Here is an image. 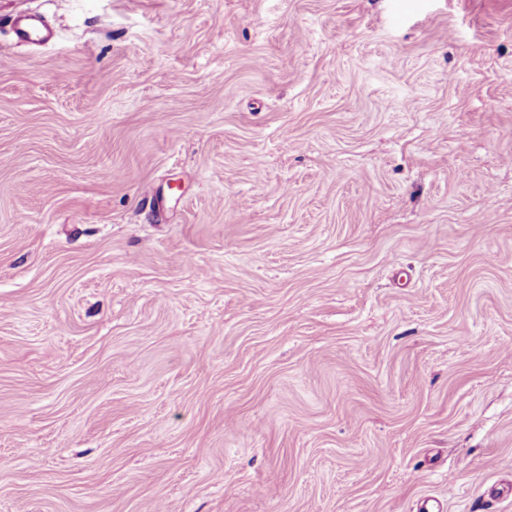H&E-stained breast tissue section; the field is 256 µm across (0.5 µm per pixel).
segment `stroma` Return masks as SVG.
<instances>
[{
  "instance_id": "35a3bbf8",
  "label": "stroma",
  "mask_w": 512,
  "mask_h": 512,
  "mask_svg": "<svg viewBox=\"0 0 512 512\" xmlns=\"http://www.w3.org/2000/svg\"><path fill=\"white\" fill-rule=\"evenodd\" d=\"M510 487L512 0H0V512ZM13 27L17 40L24 43L43 45L49 43L54 36L46 19L38 13H28L17 17Z\"/></svg>"
}]
</instances>
